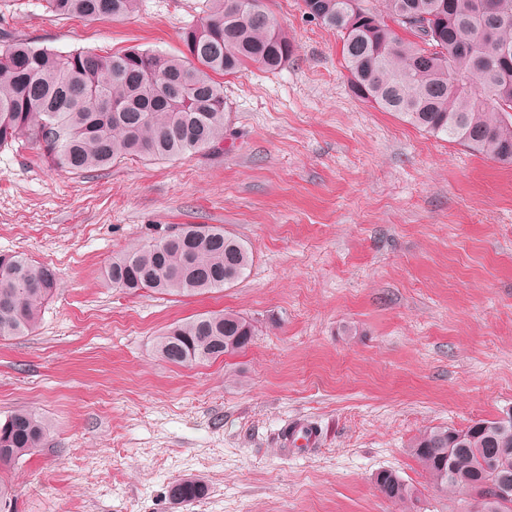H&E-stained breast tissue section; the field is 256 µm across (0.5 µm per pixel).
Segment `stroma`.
<instances>
[{
  "mask_svg": "<svg viewBox=\"0 0 512 512\" xmlns=\"http://www.w3.org/2000/svg\"><path fill=\"white\" fill-rule=\"evenodd\" d=\"M204 2L87 21L0 0V32L179 57ZM263 6L294 55L224 77L222 152L74 174L24 142L0 148V252L60 283L34 333L0 340V418L50 423L5 475L14 512H476L407 445L512 409V167L361 102L336 32L299 0ZM172 224L244 240L245 278L195 296L112 287V259ZM221 310L257 325L245 351L194 367L157 356L168 325ZM289 425L314 442L284 444ZM382 469L411 501L380 495ZM187 478L205 487L188 506L170 496Z\"/></svg>",
  "mask_w": 512,
  "mask_h": 512,
  "instance_id": "1",
  "label": "stroma"
}]
</instances>
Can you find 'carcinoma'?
Segmentation results:
<instances>
[{
  "label": "carcinoma",
  "instance_id": "1",
  "mask_svg": "<svg viewBox=\"0 0 512 512\" xmlns=\"http://www.w3.org/2000/svg\"><path fill=\"white\" fill-rule=\"evenodd\" d=\"M138 0H45L55 16L123 20ZM205 17L184 33L191 61L147 50L57 53L32 42L0 39V147L18 139L34 145L51 169L80 173L134 157L175 160L215 152L226 138L224 86L212 74L248 64L277 70L294 46L262 0H206ZM301 0L303 14L336 31L353 95L438 138L512 166V68L494 61L486 41L512 46V0ZM427 17L430 39L400 18ZM253 254L222 224H179L157 242L109 264L113 286L129 292L194 295L245 278ZM57 288L55 270L22 254H0V340L37 326ZM258 335L253 321L231 312L203 314L169 327L156 339L159 357L192 367L247 349ZM433 427L415 438L411 453L444 493L481 500L479 512H512V498L485 500L489 481L512 482V426L479 419L459 429ZM50 426L18 409L0 420V469L44 447ZM377 490L404 503L413 489L393 471L374 477ZM190 505L204 494L195 479L171 486Z\"/></svg>",
  "mask_w": 512,
  "mask_h": 512
}]
</instances>
